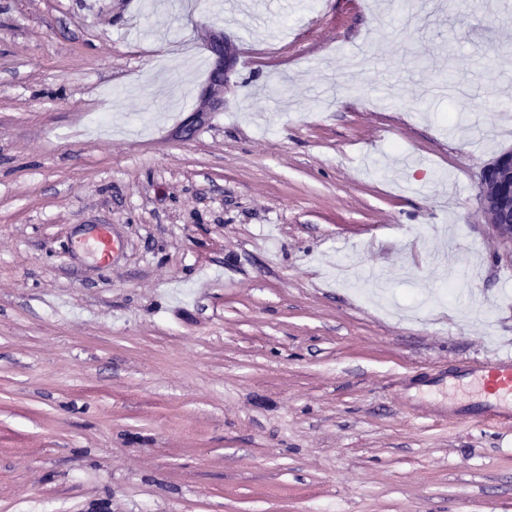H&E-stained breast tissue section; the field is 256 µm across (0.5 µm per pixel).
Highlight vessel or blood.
Wrapping results in <instances>:
<instances>
[{"label":"vessel or blood","instance_id":"vessel-or-blood-1","mask_svg":"<svg viewBox=\"0 0 512 512\" xmlns=\"http://www.w3.org/2000/svg\"><path fill=\"white\" fill-rule=\"evenodd\" d=\"M459 376L475 384L480 398L467 405L448 407L443 414L445 420L480 427L512 422V353L466 361Z\"/></svg>","mask_w":512,"mask_h":512}]
</instances>
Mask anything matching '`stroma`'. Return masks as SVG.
Instances as JSON below:
<instances>
[{
	"label": "stroma",
	"instance_id": "1",
	"mask_svg": "<svg viewBox=\"0 0 512 512\" xmlns=\"http://www.w3.org/2000/svg\"><path fill=\"white\" fill-rule=\"evenodd\" d=\"M510 149L512 0H0V512H512ZM479 200L486 223L512 261V150L496 156L481 171ZM457 377L473 382L480 398L467 405L448 406L440 419L480 427L512 422V353L468 360Z\"/></svg>",
	"mask_w": 512,
	"mask_h": 512
}]
</instances>
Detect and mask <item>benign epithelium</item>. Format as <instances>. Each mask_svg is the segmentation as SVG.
Returning <instances> with one entry per match:
<instances>
[{
	"instance_id": "obj_1",
	"label": "benign epithelium",
	"mask_w": 512,
	"mask_h": 512,
	"mask_svg": "<svg viewBox=\"0 0 512 512\" xmlns=\"http://www.w3.org/2000/svg\"><path fill=\"white\" fill-rule=\"evenodd\" d=\"M479 200L486 223L512 258V150L496 156L481 171Z\"/></svg>"
}]
</instances>
